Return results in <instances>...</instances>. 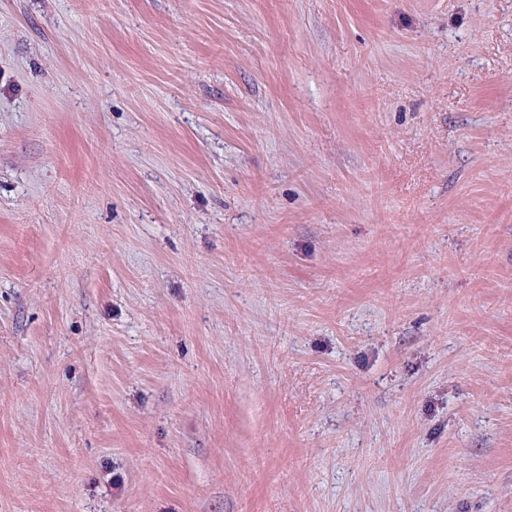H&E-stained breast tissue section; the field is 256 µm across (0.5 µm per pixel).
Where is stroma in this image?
I'll use <instances>...</instances> for the list:
<instances>
[{"label": "stroma", "instance_id": "1", "mask_svg": "<svg viewBox=\"0 0 512 512\" xmlns=\"http://www.w3.org/2000/svg\"><path fill=\"white\" fill-rule=\"evenodd\" d=\"M0 512H512V0H0Z\"/></svg>", "mask_w": 512, "mask_h": 512}]
</instances>
